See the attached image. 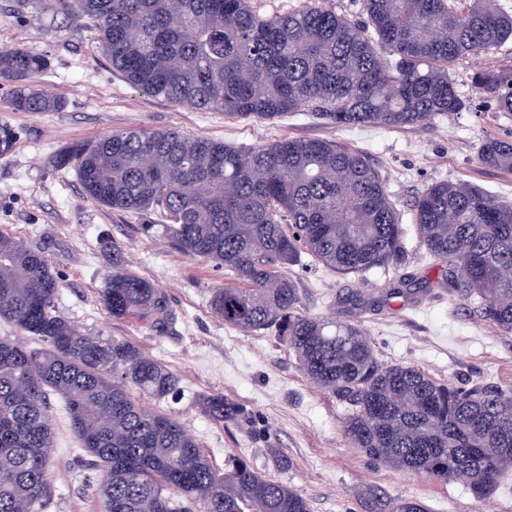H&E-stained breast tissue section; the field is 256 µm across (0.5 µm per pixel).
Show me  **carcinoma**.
Here are the masks:
<instances>
[{"instance_id":"carcinoma-1","label":"carcinoma","mask_w":512,"mask_h":512,"mask_svg":"<svg viewBox=\"0 0 512 512\" xmlns=\"http://www.w3.org/2000/svg\"><path fill=\"white\" fill-rule=\"evenodd\" d=\"M67 18L96 23L97 50L113 71L155 97L230 119L319 111L338 126L404 128L459 112L449 74L462 57L512 40L502 0H364L368 25L311 4L263 15L251 0H61ZM48 59L0 50V80L15 112H59L60 99L31 78ZM496 110L512 112V69L473 77ZM18 132L0 121V156ZM478 156L512 171V142L487 137ZM74 168L84 195L143 224L183 255L216 262L238 284L213 291L224 324L259 332L279 326L302 373L352 406L343 431L378 464L449 483L467 473L479 496L512 470V393L484 383H441L413 365L378 361L352 324L297 311L281 268L303 253L339 273L401 263L404 228L364 154L332 141L284 138L238 149L180 130L114 131L75 141L54 168ZM430 255L448 288L478 315L512 333V205L474 184L439 182L413 203ZM112 248L100 301L114 319L173 314L166 294L126 271ZM60 278L49 260L0 230V320L47 343L30 350L0 337V512H45L53 432L48 396L65 402L84 450L103 468L105 512H310L292 488L236 462L219 472L173 417L145 409L130 389L156 399L178 379L128 339L83 333L58 315ZM216 423L243 416L219 394L203 398ZM369 512H427L416 500L374 495Z\"/></svg>"}]
</instances>
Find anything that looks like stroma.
I'll list each match as a JSON object with an SVG mask.
<instances>
[{
  "label": "stroma",
  "mask_w": 512,
  "mask_h": 512,
  "mask_svg": "<svg viewBox=\"0 0 512 512\" xmlns=\"http://www.w3.org/2000/svg\"><path fill=\"white\" fill-rule=\"evenodd\" d=\"M91 20L70 22L59 0H0V49L22 46L47 56L39 88L60 98L59 112H14L10 84H0V120L19 132L14 151L0 156V228L44 250L61 279L56 312L88 334L126 338L179 379L176 396L140 395L149 410L177 418L217 468L246 460L258 472L306 499L311 512H366L373 494L418 499L430 512H512V475L480 499L471 483H435L384 467L352 447L343 432L350 412L299 369L276 329L250 332L225 325L211 311L213 289L235 276L192 259L160 237L144 234V216L109 210L87 199L75 170L53 168L55 154L76 140L115 130L177 129L250 148L285 138H320L362 151L379 172L401 214L405 257L400 266L339 274L306 257L283 272L297 288L299 313L358 325L381 363L412 364L440 382L493 383L512 388V334L477 318L454 297L442 268L420 241L412 204L431 184L470 182L512 205V171L481 164L486 136L512 140V114L475 89L474 73L489 63L512 67V42L457 61L450 73L465 102L408 129L341 127L311 112L272 120H231L151 96L118 76L96 49ZM113 242L126 268L169 298L173 319L159 331L151 321L115 320L98 302L112 272ZM427 279L429 288L386 300L400 276ZM221 394L246 416L220 425L204 415L200 396ZM54 429L47 512H103L102 470L83 450L57 395L48 399Z\"/></svg>",
  "instance_id": "obj_1"
}]
</instances>
